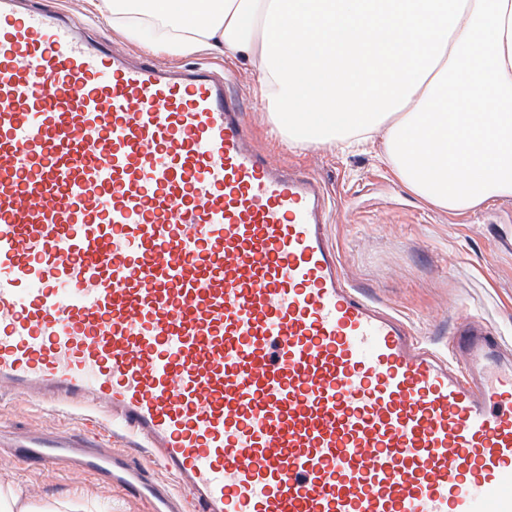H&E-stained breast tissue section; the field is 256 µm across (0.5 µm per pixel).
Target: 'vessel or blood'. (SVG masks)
Returning <instances> with one entry per match:
<instances>
[{
    "mask_svg": "<svg viewBox=\"0 0 512 512\" xmlns=\"http://www.w3.org/2000/svg\"><path fill=\"white\" fill-rule=\"evenodd\" d=\"M231 87L0 0V391L95 408L173 483L89 434L12 457L153 512H512V348L465 320L441 356L353 288Z\"/></svg>",
    "mask_w": 512,
    "mask_h": 512,
    "instance_id": "vessel-or-blood-1",
    "label": "vessel or blood"
}]
</instances>
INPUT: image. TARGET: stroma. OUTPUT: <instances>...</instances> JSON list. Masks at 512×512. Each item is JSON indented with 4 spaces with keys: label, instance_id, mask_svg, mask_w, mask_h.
I'll return each instance as SVG.
<instances>
[{
    "label": "stroma",
    "instance_id": "35a3bbf8",
    "mask_svg": "<svg viewBox=\"0 0 512 512\" xmlns=\"http://www.w3.org/2000/svg\"><path fill=\"white\" fill-rule=\"evenodd\" d=\"M47 13H69L80 26L110 36L133 54L146 46L126 37L90 11L88 0H41ZM151 53V52H148ZM162 64L210 61L198 51L151 53ZM233 92L247 109L246 123L257 148L279 164L317 177L331 196L329 235L336 243L350 284L377 304L402 316L420 339L440 353L456 322L474 317L512 342V197H491L479 207L451 213L407 190L375 147L343 152L334 146L288 149L272 131L249 66L232 63ZM92 417L81 406L47 407L0 395V431L74 433ZM0 484L20 488L25 503L69 501L87 512H145L138 496L89 475L74 481L66 464H0Z\"/></svg>",
    "mask_w": 512,
    "mask_h": 512
}]
</instances>
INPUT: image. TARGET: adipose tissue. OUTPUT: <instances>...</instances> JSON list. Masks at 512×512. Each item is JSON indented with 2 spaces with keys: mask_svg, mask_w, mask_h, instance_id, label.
<instances>
[{
  "mask_svg": "<svg viewBox=\"0 0 512 512\" xmlns=\"http://www.w3.org/2000/svg\"><path fill=\"white\" fill-rule=\"evenodd\" d=\"M172 53L258 60L289 148L385 126L406 188L454 212L512 196V0H101Z\"/></svg>",
  "mask_w": 512,
  "mask_h": 512,
  "instance_id": "adipose-tissue-1",
  "label": "adipose tissue"
}]
</instances>
